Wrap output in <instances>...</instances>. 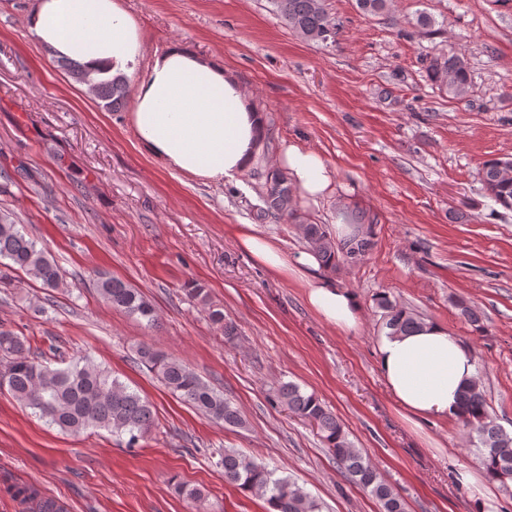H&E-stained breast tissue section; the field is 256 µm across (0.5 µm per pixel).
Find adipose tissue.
Returning a JSON list of instances; mask_svg holds the SVG:
<instances>
[{"label":"adipose tissue","instance_id":"adipose-tissue-1","mask_svg":"<svg viewBox=\"0 0 512 512\" xmlns=\"http://www.w3.org/2000/svg\"><path fill=\"white\" fill-rule=\"evenodd\" d=\"M27 24L55 57L79 62L94 80L135 78L137 140L165 169L221 182L251 164L264 135L263 116L221 63L175 46L155 58L145 77H137L142 35L116 0H38ZM276 167L313 201L331 185L323 157L294 143L282 148ZM240 242L269 268L307 275V300L324 321L345 332L359 328L358 298L323 276L316 255L303 251L285 260L248 232ZM377 355L388 393L417 422L458 417L463 390L478 379L472 351L433 321L383 337Z\"/></svg>","mask_w":512,"mask_h":512}]
</instances>
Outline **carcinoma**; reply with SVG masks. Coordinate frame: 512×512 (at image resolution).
I'll list each match as a JSON object with an SVG mask.
<instances>
[{"label":"carcinoma","mask_w":512,"mask_h":512,"mask_svg":"<svg viewBox=\"0 0 512 512\" xmlns=\"http://www.w3.org/2000/svg\"><path fill=\"white\" fill-rule=\"evenodd\" d=\"M359 10L377 16L387 9V0H357ZM275 7L288 27L314 41H336L338 28L331 22L324 0H275ZM428 77L453 99L466 97L470 78L465 54L453 47L428 60ZM104 107L117 112L127 101L128 83L121 77L99 81L95 85ZM481 182L487 195L506 210H512V171L500 158L487 160L481 169ZM260 216L278 220L298 219L293 191L288 177L271 170L266 174L261 194ZM297 229L312 253L323 259L325 270L334 272L339 262L356 264L374 246L372 233L356 234L343 243L324 224L301 222ZM7 259L9 269H19L47 289L63 286L59 266L44 247L27 236L18 225L0 220V260ZM101 296L112 307L146 321L158 322L152 304L135 288L118 278L98 281ZM386 334L406 332L424 322V318L393 303L387 296L377 298ZM209 319L219 325L224 337L237 336L236 327L224 319L220 308L209 310ZM57 366L31 354L27 339L11 330H0V390L5 389L19 403L33 410L48 425L71 434L88 429H105L129 436L133 446L156 426L152 404L139 392L124 385L111 373L84 359H66L60 347L49 346ZM141 362L155 373L160 382L182 401L211 422L238 427L243 424L239 411L218 391L203 381L183 363L158 351L141 346ZM276 397L290 412L317 428L342 472L367 490L379 506V512H407L402 495L383 477L378 467L353 447L336 416L313 393L295 383L278 386ZM462 426L477 433L479 458L492 478L503 485L512 483V435L489 413L483 390L473 383L462 395ZM224 480L263 499L266 512H322L321 504L288 476H279L254 458L226 448L220 453ZM189 512H200L204 494L197 488H180ZM14 496L32 504L35 512H65L58 500L45 497L32 485H16Z\"/></svg>","instance_id":"carcinoma-1"}]
</instances>
